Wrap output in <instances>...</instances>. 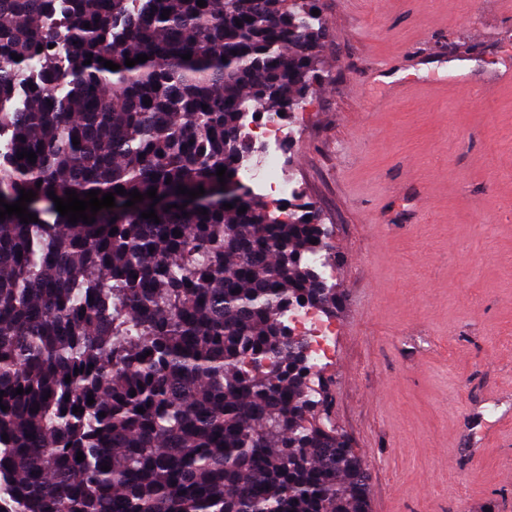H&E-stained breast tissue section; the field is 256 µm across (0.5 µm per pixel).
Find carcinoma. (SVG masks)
Listing matches in <instances>:
<instances>
[{"label": "carcinoma", "mask_w": 512, "mask_h": 512, "mask_svg": "<svg viewBox=\"0 0 512 512\" xmlns=\"http://www.w3.org/2000/svg\"><path fill=\"white\" fill-rule=\"evenodd\" d=\"M320 2L0 0V197L34 191L38 217L0 220V512H367L288 341V308L341 298L308 271L322 230L249 192L224 208L216 175L238 178L242 115L324 80ZM68 189L116 206L71 224Z\"/></svg>", "instance_id": "obj_1"}]
</instances>
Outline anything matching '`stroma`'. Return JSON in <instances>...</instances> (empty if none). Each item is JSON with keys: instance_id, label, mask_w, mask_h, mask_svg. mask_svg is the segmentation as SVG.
<instances>
[{"instance_id": "35a3bbf8", "label": "stroma", "mask_w": 512, "mask_h": 512, "mask_svg": "<svg viewBox=\"0 0 512 512\" xmlns=\"http://www.w3.org/2000/svg\"><path fill=\"white\" fill-rule=\"evenodd\" d=\"M321 4L279 176L343 292L325 406L368 512H512V0Z\"/></svg>"}]
</instances>
